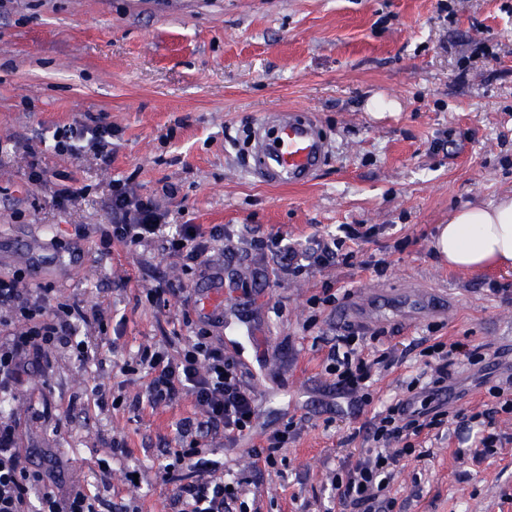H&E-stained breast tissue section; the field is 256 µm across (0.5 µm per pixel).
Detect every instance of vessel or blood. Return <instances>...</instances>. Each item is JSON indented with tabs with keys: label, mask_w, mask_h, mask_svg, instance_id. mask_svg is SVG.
I'll return each mask as SVG.
<instances>
[{
	"label": "vessel or blood",
	"mask_w": 512,
	"mask_h": 512,
	"mask_svg": "<svg viewBox=\"0 0 512 512\" xmlns=\"http://www.w3.org/2000/svg\"><path fill=\"white\" fill-rule=\"evenodd\" d=\"M329 146L311 114L276 113L256 129L252 170L279 183L299 185L312 180L323 167ZM201 314L220 317L228 292L220 280H212L196 292Z\"/></svg>",
	"instance_id": "b4317fda"
}]
</instances>
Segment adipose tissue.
<instances>
[{"label":"adipose tissue","instance_id":"1","mask_svg":"<svg viewBox=\"0 0 512 512\" xmlns=\"http://www.w3.org/2000/svg\"><path fill=\"white\" fill-rule=\"evenodd\" d=\"M436 250L455 268L512 269V195L451 212L436 239Z\"/></svg>","mask_w":512,"mask_h":512}]
</instances>
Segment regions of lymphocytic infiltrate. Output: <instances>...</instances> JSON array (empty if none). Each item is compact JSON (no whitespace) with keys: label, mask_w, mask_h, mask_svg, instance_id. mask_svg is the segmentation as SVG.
I'll return each instance as SVG.
<instances>
[{"label":"lymphocytic infiltrate","mask_w":512,"mask_h":512,"mask_svg":"<svg viewBox=\"0 0 512 512\" xmlns=\"http://www.w3.org/2000/svg\"><path fill=\"white\" fill-rule=\"evenodd\" d=\"M56 152L74 153L84 149L103 164L112 162V127L103 119L77 121L53 133ZM111 223L98 229L103 247L112 242L142 246L161 241L171 256L194 260L204 255L212 241L223 238V226L202 230L197 224L168 225L166 212L152 199L137 195L121 180L111 184ZM343 238L328 235L318 238L312 251L299 253L293 243L283 238L271 239L268 251L289 269L299 257L312 265L336 262L342 239L365 240L373 236L375 227L345 225ZM0 303L8 304L11 319L0 318V329L9 320L23 323L17 336L0 339V389L21 380L29 355L47 358L62 351L77 360L88 359L89 341L81 339L79 328L88 323L89 311L80 300L60 299L47 288H17L15 280L0 278ZM365 341L363 333L349 330L336 337L327 354L326 371L336 379L340 394L369 401L372 366L359 355ZM136 370L149 378L146 400L150 405L168 404L181 396H191L197 415L181 419L176 427L180 445L167 449L160 469L166 482L176 484L171 506L173 512H227L237 491L229 489L218 468L206 459L202 439L219 438L236 441L247 434L258 417V405L252 389L243 381L238 363L213 345L205 330L195 336L179 352L170 356L165 347L143 349L135 362ZM411 400H399L387 406L384 416L373 427L375 448L371 455L359 459L347 480L338 484L340 501L356 512H389L392 500L379 493L392 476L398 455L391 452L393 441L404 433L419 434L423 429L444 425L446 411L427 414L411 408ZM54 476L53 467L33 471L28 458L17 446L15 426L9 415L0 412V512H96L91 497L74 486L63 494L48 487Z\"/></svg>","instance_id":"f902f5d3"}]
</instances>
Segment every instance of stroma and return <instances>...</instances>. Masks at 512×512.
I'll list each match as a JSON object with an SVG mask.
<instances>
[{"instance_id":"35a3bbf8","label":"stroma","mask_w":512,"mask_h":512,"mask_svg":"<svg viewBox=\"0 0 512 512\" xmlns=\"http://www.w3.org/2000/svg\"><path fill=\"white\" fill-rule=\"evenodd\" d=\"M390 102L374 110V99ZM311 113L326 136L325 165L304 185L264 182L250 169V130L267 112ZM103 117L116 132L110 165L93 154L56 152L53 131ZM45 171L28 181L31 160ZM130 179L172 224L223 225L197 261L158 246L103 248L84 225L107 224L113 180ZM79 188L65 207L58 185ZM175 197L164 193L167 186ZM512 193V0H8L0 9V277L48 286L96 307L83 332L98 358L31 359L6 405L33 469L51 449L63 484L84 485L129 512H170L175 487L161 452L178 445L188 399L150 408L144 373L124 372L139 350L177 353L199 312L180 295L164 307L149 289H196L217 267L244 276L260 266L244 250L282 235L297 248L341 224L377 226L345 243L356 265L304 266L233 289L214 340L235 359L259 401L253 431L236 445L213 441L211 458L242 485L246 512H343L331 481L362 457L378 412L412 398L426 369L420 338L478 347L482 360L449 367L453 412L424 429L419 457L400 460L388 487L393 512H512V413L487 387L512 376V271L448 268L433 242L449 212ZM385 259L383 271L367 265ZM337 301L320 304L325 291ZM389 353L373 397L340 406L314 337L345 327ZM107 402H100L99 393ZM466 421H459L458 413ZM296 423L272 468L252 449ZM497 447L474 459L481 437ZM125 454H111L112 439ZM139 486L127 485L130 469Z\"/></svg>"}]
</instances>
